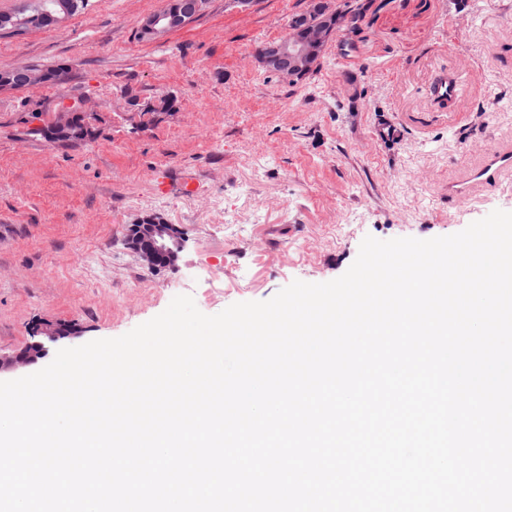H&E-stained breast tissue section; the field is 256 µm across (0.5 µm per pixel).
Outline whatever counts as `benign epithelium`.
I'll use <instances>...</instances> for the list:
<instances>
[{"mask_svg":"<svg viewBox=\"0 0 512 512\" xmlns=\"http://www.w3.org/2000/svg\"><path fill=\"white\" fill-rule=\"evenodd\" d=\"M375 0H308L307 12L289 24L288 37L270 42L255 54L256 63L292 81L306 79L314 70L312 58L314 49L327 45L334 38L345 36L358 38L365 33L366 18ZM208 0H164L162 7L145 16L139 27L148 34L151 41L158 42L169 34L180 30L200 17L206 10ZM69 10L54 14L41 12L25 18L11 16L0 19L3 27L13 29L34 28L36 26L60 25L68 18ZM75 115L92 116L94 110L89 107L84 95L70 96L58 107L55 120L65 123ZM146 238L148 245L144 249L131 247L140 260L152 269L170 266L176 252L171 246L182 243L180 229L174 224L157 223L153 217H144L129 227L128 239ZM35 353L19 352L12 355H0V371L16 369L37 362L44 356L45 346L36 342Z\"/></svg>","mask_w":512,"mask_h":512,"instance_id":"7a95c632","label":"benign epithelium"}]
</instances>
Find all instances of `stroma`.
Returning a JSON list of instances; mask_svg holds the SVG:
<instances>
[{"instance_id":"1","label":"stroma","mask_w":512,"mask_h":512,"mask_svg":"<svg viewBox=\"0 0 512 512\" xmlns=\"http://www.w3.org/2000/svg\"><path fill=\"white\" fill-rule=\"evenodd\" d=\"M306 4L257 0L241 15L209 0L189 27L141 42L139 22L162 0H91L58 27L0 39V70L70 66L68 83L0 90L1 353L23 350L42 321L78 328L53 353L119 337L183 292L215 315L340 277L366 236L430 239L512 212V183L448 196L512 144V0H390L366 41H332L291 86L254 54ZM444 67L463 82L452 112L424 94ZM74 92L98 106L97 139L30 134L26 99ZM167 92L177 111L126 105ZM147 215L183 233L174 267L151 270L128 248L129 225Z\"/></svg>"}]
</instances>
